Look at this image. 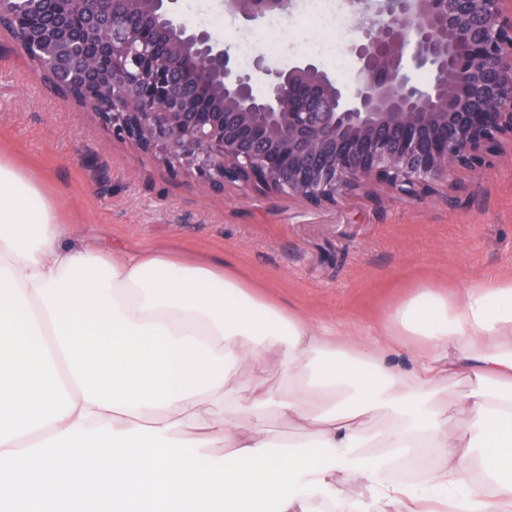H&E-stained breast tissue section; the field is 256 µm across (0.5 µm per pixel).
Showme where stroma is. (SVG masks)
I'll list each match as a JSON object with an SVG mask.
<instances>
[{"label":"stroma","instance_id":"obj_1","mask_svg":"<svg viewBox=\"0 0 512 512\" xmlns=\"http://www.w3.org/2000/svg\"><path fill=\"white\" fill-rule=\"evenodd\" d=\"M190 27L227 17L213 34L236 48L264 22L226 15L220 0H179ZM0 158L35 181L70 231L66 246L126 244L201 262L221 256L266 299L358 330L384 323L419 289L451 297L480 279L512 276V147L463 174L447 197L349 196L315 209L276 194H208L171 180L95 114L65 102L0 32Z\"/></svg>","mask_w":512,"mask_h":512}]
</instances>
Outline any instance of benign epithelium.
<instances>
[{
    "label": "benign epithelium",
    "instance_id": "obj_1",
    "mask_svg": "<svg viewBox=\"0 0 512 512\" xmlns=\"http://www.w3.org/2000/svg\"><path fill=\"white\" fill-rule=\"evenodd\" d=\"M176 0H0V28L52 83L80 89L112 138L173 178L313 208L363 193L422 200L512 144V0H346L354 80L263 69L266 92ZM290 0H224L254 21ZM427 66L433 81L410 83Z\"/></svg>",
    "mask_w": 512,
    "mask_h": 512
}]
</instances>
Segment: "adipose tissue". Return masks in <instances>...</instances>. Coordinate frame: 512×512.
<instances>
[{"label": "adipose tissue", "instance_id": "ef3b65f1", "mask_svg": "<svg viewBox=\"0 0 512 512\" xmlns=\"http://www.w3.org/2000/svg\"><path fill=\"white\" fill-rule=\"evenodd\" d=\"M64 235L0 158V512H345L347 486L379 512H512V277L352 333L224 257Z\"/></svg>", "mask_w": 512, "mask_h": 512}]
</instances>
